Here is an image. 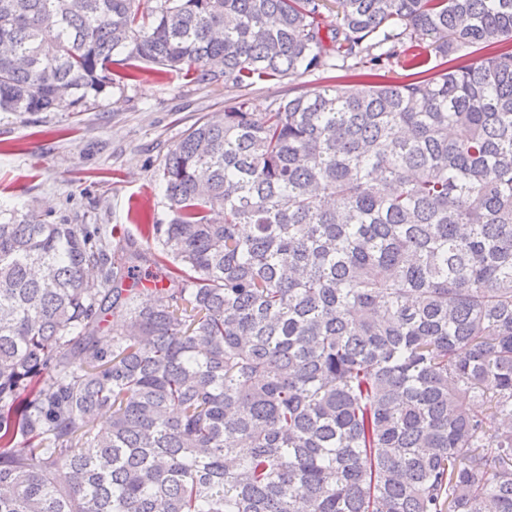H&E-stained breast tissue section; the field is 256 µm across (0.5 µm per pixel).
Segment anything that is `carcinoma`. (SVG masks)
I'll use <instances>...</instances> for the list:
<instances>
[{"label": "carcinoma", "instance_id": "obj_1", "mask_svg": "<svg viewBox=\"0 0 512 512\" xmlns=\"http://www.w3.org/2000/svg\"><path fill=\"white\" fill-rule=\"evenodd\" d=\"M334 4L0 0V112L345 72L199 118L140 243L0 220V512H512V0ZM344 74L343 71H332L329 73H306L297 75L283 83H262L253 86L249 90L250 107L252 112H266L273 98H280L301 93H312L317 91L325 84V77L338 76ZM290 90V91H289Z\"/></svg>", "mask_w": 512, "mask_h": 512}]
</instances>
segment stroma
<instances>
[{
    "mask_svg": "<svg viewBox=\"0 0 512 512\" xmlns=\"http://www.w3.org/2000/svg\"><path fill=\"white\" fill-rule=\"evenodd\" d=\"M324 83L323 74L306 73L255 85L251 109L267 111L272 99ZM237 94L143 64L88 111L0 112V212L100 224L116 240L137 236L145 215L167 222L158 170L199 117L221 114Z\"/></svg>",
    "mask_w": 512,
    "mask_h": 512,
    "instance_id": "1",
    "label": "stroma"
}]
</instances>
